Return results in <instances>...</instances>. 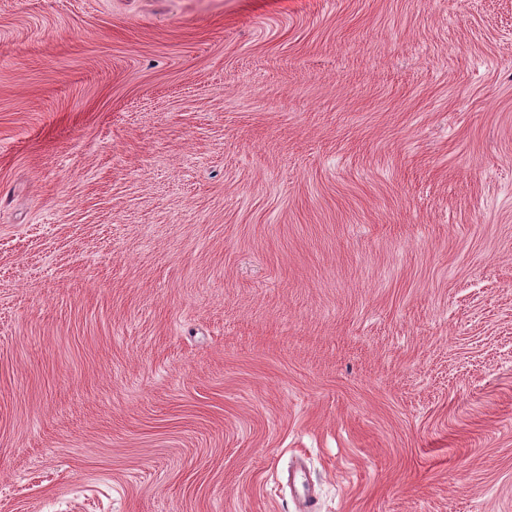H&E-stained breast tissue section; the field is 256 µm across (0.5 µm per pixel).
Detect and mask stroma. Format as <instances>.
Returning a JSON list of instances; mask_svg holds the SVG:
<instances>
[{
  "instance_id": "obj_1",
  "label": "stroma",
  "mask_w": 512,
  "mask_h": 512,
  "mask_svg": "<svg viewBox=\"0 0 512 512\" xmlns=\"http://www.w3.org/2000/svg\"><path fill=\"white\" fill-rule=\"evenodd\" d=\"M512 512V0H0V512Z\"/></svg>"
}]
</instances>
